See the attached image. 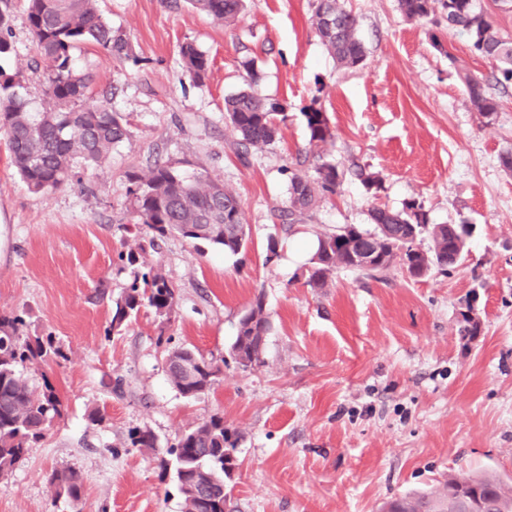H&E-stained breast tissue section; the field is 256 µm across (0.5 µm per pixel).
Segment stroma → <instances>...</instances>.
Segmentation results:
<instances>
[{"instance_id": "stroma-1", "label": "stroma", "mask_w": 512, "mask_h": 512, "mask_svg": "<svg viewBox=\"0 0 512 512\" xmlns=\"http://www.w3.org/2000/svg\"><path fill=\"white\" fill-rule=\"evenodd\" d=\"M341 2L366 50L355 70L327 53L310 0H248L231 25L167 0H98L132 53L115 60L83 46L75 64L93 95L127 120L128 138L100 167L39 194L20 181L0 138V315L22 316L25 336L53 337L67 353L22 371L33 388L54 387L63 415L0 478V512H184L160 464L183 430L216 413L239 434L234 512H379L451 471L512 483V172L501 161L512 153V88L484 121L458 71L487 78L493 68L442 13L410 20L398 0ZM10 26L0 69L26 71L29 109L44 111L24 0H12ZM435 34L449 54L432 47ZM186 43L210 60L204 82L182 67ZM248 58L261 75L255 92L279 99L288 119L245 165L230 147L224 99L244 88ZM312 106L335 134L319 149L303 118ZM321 158L379 173L382 191L371 197L346 177L284 230L276 214L290 171H312ZM158 160L237 194L245 250L231 255L178 236L148 248L126 174ZM411 198L431 223L473 225L461 265L419 279L397 263L339 270L312 288L307 259L288 255L290 243L369 225L371 206L398 209ZM272 236L279 255L271 260ZM136 268L158 269L173 284L176 318L165 326L144 308L116 333L112 300ZM258 296L271 329L263 365L245 369L229 348ZM468 313L480 329L464 337ZM180 346L223 364L199 396L183 397L169 380L166 354ZM95 411L102 424L90 422ZM134 428L150 430L155 447L127 445ZM63 468L81 478L78 504L55 499L47 482Z\"/></svg>"}]
</instances>
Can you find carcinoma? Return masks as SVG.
Returning a JSON list of instances; mask_svg holds the SVG:
<instances>
[{
	"label": "carcinoma",
	"mask_w": 512,
	"mask_h": 512,
	"mask_svg": "<svg viewBox=\"0 0 512 512\" xmlns=\"http://www.w3.org/2000/svg\"><path fill=\"white\" fill-rule=\"evenodd\" d=\"M0 57L11 50L8 0H0ZM193 8L212 19L231 24L245 10L244 0H186ZM403 14L409 19H424L440 8L447 13L448 29L464 34L470 52L494 64L495 87H512V39H506L494 28L486 12L476 0H399ZM316 32L327 52L345 68L363 65L365 48L357 35V18L340 0H312ZM29 28L38 48L33 69L41 72L45 95L52 107L45 112H31L21 93L26 75L8 74L0 69V133L7 138L11 165L27 189L34 193L56 189L77 176L76 168L100 166L112 148L127 139L129 131L123 116L112 111L105 100L87 96L89 76L74 65V52L84 44H94L114 59L130 56L128 36L112 28L98 10L97 0H27ZM184 70L201 82L209 70V60L193 45L180 49ZM460 80L472 105L489 120L497 112L498 103L482 79L463 70ZM224 117L235 135L231 147L242 162L251 150L271 145L286 121L284 106L276 99L264 98L243 90L224 99ZM309 132V144L319 147L334 139L324 112L310 108L303 113ZM361 180L367 190L378 196L381 179L358 165L342 169L323 161L313 173L294 172L290 178L288 206L278 210L276 218L284 224H296L323 199L336 194L346 176ZM131 183L133 209L137 223L145 225L158 238L177 234L189 240H204L231 254L244 248L246 238L240 236L243 212L237 196L203 174L185 177L172 166L155 163L146 173L126 174ZM371 224L389 225L390 236L381 252L371 259L375 270L388 268L396 258H407L409 266L423 275V270L448 265L458 247L442 232L433 239V248L424 253L414 247L416 236L410 224H427L429 217L421 203L407 200L398 210L374 206L369 210ZM372 235V230L346 225L336 232L318 237L307 284L324 288L338 269L361 270L358 252L351 247L353 238ZM175 289L164 275L149 269L134 273L125 291L113 300L112 329L120 330L141 307L148 306L160 318L171 321L174 315ZM265 312L258 296L239 319L240 329L231 351H244L254 366L264 363L261 337L268 335L271 325L265 319L249 327L255 314ZM24 319L0 316V475L12 472L31 445L39 441L51 422L63 415L62 402L50 385L37 391L20 375V367L36 364L48 357L66 359L62 348L52 337L31 341L23 336ZM178 356L193 363L194 372L183 378L171 372L174 387L185 397H194L210 389L221 369L211 360L190 349H178ZM134 448H153L156 438L149 430H133L128 434ZM238 433L224 426V416L213 414L182 432L173 446L172 460L163 461L183 499L195 490L196 512H225L230 501L224 493L226 455L236 449ZM55 497L73 504L80 501L82 483L72 469H56L47 477ZM465 488L483 499L499 504L497 512H512V487L489 474L450 473L440 486L430 492L394 498L386 502L382 512H448V491Z\"/></svg>",
	"instance_id": "cac0c4a2"
}]
</instances>
